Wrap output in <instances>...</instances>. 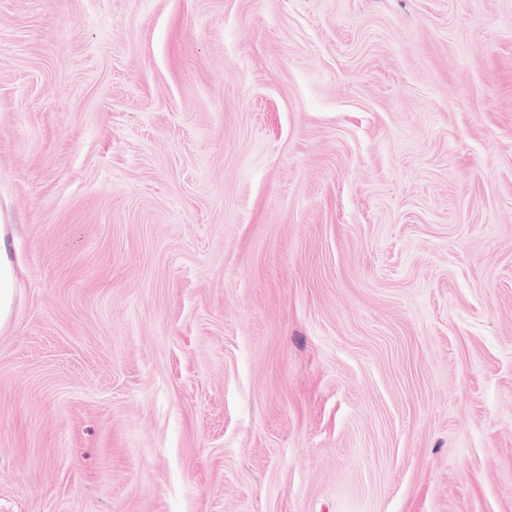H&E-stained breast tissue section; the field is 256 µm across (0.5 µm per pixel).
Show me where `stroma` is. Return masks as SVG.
<instances>
[{
    "mask_svg": "<svg viewBox=\"0 0 512 512\" xmlns=\"http://www.w3.org/2000/svg\"><path fill=\"white\" fill-rule=\"evenodd\" d=\"M0 512H512V0H0ZM15 279L16 268L8 256L4 232L0 230V326L10 317Z\"/></svg>",
    "mask_w": 512,
    "mask_h": 512,
    "instance_id": "obj_1",
    "label": "stroma"
}]
</instances>
